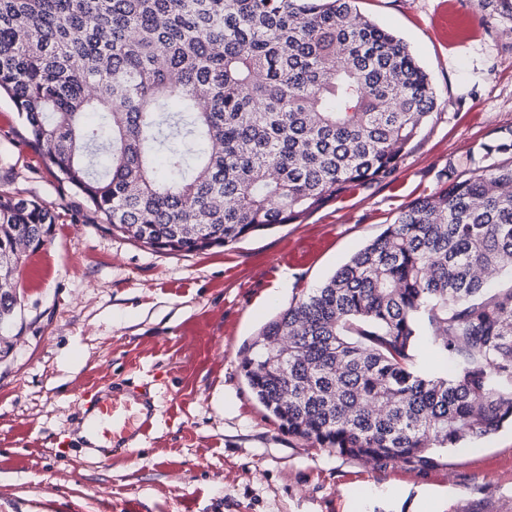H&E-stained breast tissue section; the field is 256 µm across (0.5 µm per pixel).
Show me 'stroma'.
I'll return each mask as SVG.
<instances>
[{
    "label": "stroma",
    "instance_id": "1",
    "mask_svg": "<svg viewBox=\"0 0 512 512\" xmlns=\"http://www.w3.org/2000/svg\"><path fill=\"white\" fill-rule=\"evenodd\" d=\"M458 2L480 29L458 46L448 0L357 2L403 38L437 96L390 180L203 254L156 253L95 222L0 96V193L56 216L22 266L0 357V512H512L511 425L409 471L288 435L239 367L267 322L443 190L450 162L512 135V18ZM130 392L153 400L151 428L91 454L80 431L93 405Z\"/></svg>",
    "mask_w": 512,
    "mask_h": 512
}]
</instances>
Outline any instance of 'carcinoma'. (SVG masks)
<instances>
[{"instance_id":"1","label":"carcinoma","mask_w":512,"mask_h":512,"mask_svg":"<svg viewBox=\"0 0 512 512\" xmlns=\"http://www.w3.org/2000/svg\"><path fill=\"white\" fill-rule=\"evenodd\" d=\"M2 92L59 183L113 233L173 255L392 178L437 104L356 0H0ZM484 151L493 162L448 165L444 190L248 346L241 374L288 434L421 471L512 423V139ZM54 224L0 194V326L15 320L17 244L43 247ZM427 345L452 374L424 369Z\"/></svg>"}]
</instances>
